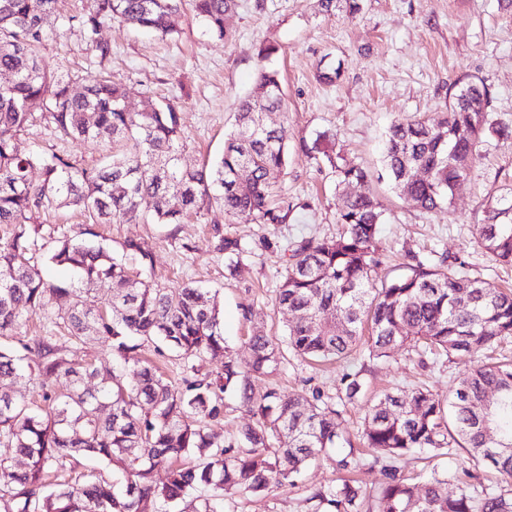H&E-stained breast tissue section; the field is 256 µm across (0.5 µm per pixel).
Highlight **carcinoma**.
Returning a JSON list of instances; mask_svg holds the SVG:
<instances>
[{
    "mask_svg": "<svg viewBox=\"0 0 512 512\" xmlns=\"http://www.w3.org/2000/svg\"><path fill=\"white\" fill-rule=\"evenodd\" d=\"M58 0H0V336H16L23 321L41 316L64 332L66 344L45 336L39 359L0 344V512H222L224 495H262L294 486L307 465L325 459L342 469L357 466L359 448L339 430L340 402L363 395L362 370L346 373L337 397L316 387L288 395L256 393L255 379L296 358L330 361L360 349L385 360L403 348L420 363L429 355L448 362L496 350L512 338V292L466 272V262L442 254L409 255L403 273L378 281L385 253L381 211L369 191V172L325 154L345 191L332 237L293 243L277 291L290 311L285 339L257 331L249 358L225 344L217 295L186 285L172 293L144 280L153 273V247L127 239L118 259L98 241L96 226L112 223L179 224L217 203L230 220L284 224L293 203L277 195L288 166V121L265 123L282 108L278 72L258 69L243 98L224 154L210 166L184 156L181 116L170 103L147 101L137 111L120 82L99 74L76 92L70 77L48 70L40 51L62 35L51 27ZM184 0H89L71 17L87 46L106 57L99 38L112 21L167 37L179 33ZM237 0H192L208 33L228 38L227 19ZM482 79L461 83L443 117L393 124L386 133L378 178L425 212L452 202L490 136L512 139V123L493 118ZM38 120L66 139L112 141V155L89 165L69 156L23 150L20 135ZM51 208L84 212L88 222L53 240L48 260L73 273L51 282L29 254L39 229L31 215ZM478 246L512 266V184L493 196L479 224ZM217 252L234 276L245 253L236 238L221 236ZM108 308L98 306L100 292ZM106 344L127 360L143 347H166L183 360L172 381L149 359L139 361L136 383L114 380L112 370L76 364L68 346ZM221 359L218 371L194 361ZM66 379L58 389L53 380ZM36 384L39 401L14 390ZM239 393L251 422L220 440L212 426L224 421L223 394ZM362 445L382 465L387 481L376 512H512V495L482 485L469 472L436 469L418 478L400 472L416 448L436 456L466 454L512 479V361H489L464 372L449 400L426 388L385 393L365 417ZM81 458L106 469L76 471ZM454 486L448 491V486ZM311 512H363L359 485L343 480L311 489Z\"/></svg>",
    "mask_w": 512,
    "mask_h": 512,
    "instance_id": "carcinoma-1",
    "label": "carcinoma"
}]
</instances>
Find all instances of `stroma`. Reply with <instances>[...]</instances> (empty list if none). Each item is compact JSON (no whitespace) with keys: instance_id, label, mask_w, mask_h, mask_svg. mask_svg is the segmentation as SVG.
Segmentation results:
<instances>
[{"instance_id":"stroma-1","label":"stroma","mask_w":512,"mask_h":512,"mask_svg":"<svg viewBox=\"0 0 512 512\" xmlns=\"http://www.w3.org/2000/svg\"><path fill=\"white\" fill-rule=\"evenodd\" d=\"M88 0H61L53 16L64 38L46 42L43 62L60 73L89 75L106 69L124 84L133 107L146 99L175 104L187 137L185 155L200 164L216 160L232 130L240 99L254 88L258 69L268 65L283 79L284 107L265 115L267 124L286 121L296 141L290 147L288 173L281 190L296 207L287 223L245 224L225 220L212 207L183 224H106L98 232L113 251L129 237L152 243L154 280L170 290L200 285L216 290L223 312L224 339L239 358H247L253 330L282 337L290 315L275 304L284 249L304 237L334 235L342 191L322 154L308 155L301 143L320 134L333 138V152L371 171L380 168L382 140L388 127L414 117L435 119L445 112L449 88L459 80L484 79L493 96L494 118L512 121V0H360L357 10L319 11L317 0H238L227 26L231 37L205 34L192 12L178 20L179 35L161 39L116 22L105 24L102 40L112 52L98 61L87 50L68 18L83 13ZM268 42L280 50L269 60L258 51ZM340 68L335 84L319 81L320 71ZM22 148L72 155L98 163L105 147L57 139L45 124L29 127ZM512 181V139L489 138L481 157L456 189L447 207L426 213L400 199L386 182H370L383 212L380 239L391 274L406 252L429 256L445 251L464 259L471 275L512 286V268L503 269L474 242L487 201ZM84 218L72 210H51L33 217L41 232L35 246L44 261L50 237L72 234ZM238 238L249 249L235 277L224 270L214 250L217 235ZM352 356L321 366L289 359L262 377L257 390L289 392L321 387L336 394L342 376L359 369ZM467 362H440L429 368L415 354L397 351L371 365L369 395L426 384L447 398ZM339 474L328 462L313 463L293 488H273L261 496H226L223 512H305L312 487L332 484Z\"/></svg>"}]
</instances>
